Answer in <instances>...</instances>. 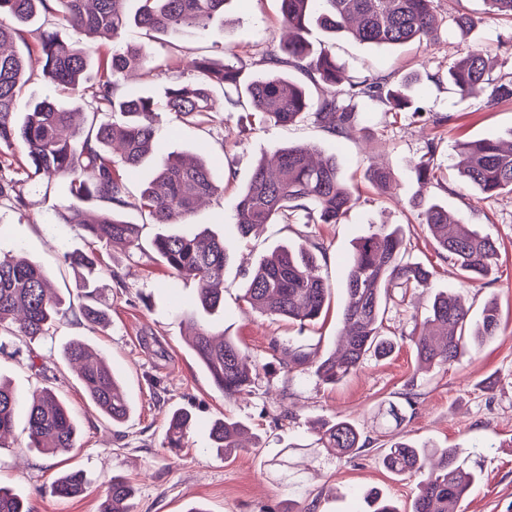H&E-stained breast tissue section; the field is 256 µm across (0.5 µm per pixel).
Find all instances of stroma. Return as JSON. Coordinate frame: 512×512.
<instances>
[{
    "label": "stroma",
    "mask_w": 512,
    "mask_h": 512,
    "mask_svg": "<svg viewBox=\"0 0 512 512\" xmlns=\"http://www.w3.org/2000/svg\"><path fill=\"white\" fill-rule=\"evenodd\" d=\"M443 24L431 43L376 47L345 34L311 28L315 49H328L349 75L396 79L418 77L416 111L394 114L382 104L360 101L356 130L350 137L327 132L314 115L280 126L254 112L232 107L234 88H225L223 111L198 123H184L162 113L164 132L151 163L129 177V205L124 217L141 227L140 245H114L102 252L100 298L109 307L107 326L89 328L73 312L82 302L80 275L64 264V251L92 248L83 225L58 219L69 200L66 182L55 180L29 188L25 205L0 197V254L41 266L64 314L50 334L30 341L0 335V379L22 398L41 389L53 391L70 408L77 429L76 445L62 457L26 447L24 421L0 447V486L25 498L32 512H98L113 475L134 488L133 512H366L365 494L381 490L397 507H407L415 480L389 472L382 464L392 438L420 445L455 449L478 479L458 512H512V193L489 198L459 175L460 143L512 135V99L486 104L484 98L460 99L448 84V66L475 47L491 50L496 63L512 68V18L491 16L483 0H435ZM475 17L476 26L460 33L451 18ZM286 30L279 0H231L223 23L185 39L133 28L122 45L163 65L164 74L134 72L122 90L162 101L167 78L191 81L190 58L206 56L234 62L248 73L267 72L266 57L278 52ZM448 122L435 126L434 118ZM436 140L428 154V140ZM312 145L335 155L345 182L358 201L337 224H323L303 210L289 222H275L240 238L236 206L261 158L282 145ZM205 155L220 193L207 206L175 224L153 223L137 205L140 192L154 177L157 163L171 155ZM432 160L439 179L427 186L416 180L415 168ZM393 171L390 192L379 191L367 178L371 166ZM440 203L461 223L491 236L499 246V269L486 279L465 281L453 264L435 251L426 225L411 201L416 196ZM208 226L231 247L224 276V306L211 316L216 330L234 337L258 366L250 393L232 399L218 392L188 346L184 319L192 310L194 282L177 280L156 261L152 240L160 234ZM393 224L403 231V260L435 269L431 288L392 298L385 332L396 341L385 359L367 358L362 367L336 385L320 384L312 369L286 364L282 348L295 343L306 350L332 351L342 331L341 310L347 260L370 225ZM325 252L318 273L331 289L326 315L298 327L252 309L243 299L247 279L257 264L280 245ZM458 296L469 310L467 332H474L486 304L501 313L498 335L483 345H470L459 364L419 368L407 340L414 321L424 318L435 292ZM104 355L123 383L132 406L127 420L114 424L89 400L75 369L64 356L73 340ZM416 395L405 422L387 434L379 427L381 403H403ZM188 409L194 425L181 449L166 447L167 414ZM230 416L248 425L255 447L230 454L210 446L212 422ZM355 420L366 440L350 459H338L316 444L318 423L338 417ZM287 450L291 474L280 481L270 461ZM83 470L84 492L60 498L54 481L66 470Z\"/></svg>",
    "instance_id": "stroma-1"
}]
</instances>
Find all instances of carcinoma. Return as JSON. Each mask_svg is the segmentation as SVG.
<instances>
[{
  "label": "carcinoma",
  "mask_w": 512,
  "mask_h": 512,
  "mask_svg": "<svg viewBox=\"0 0 512 512\" xmlns=\"http://www.w3.org/2000/svg\"><path fill=\"white\" fill-rule=\"evenodd\" d=\"M130 0H0V146L17 143L25 149V178L5 180L0 176V196L25 204L29 187L56 179L70 181L74 201L60 212L66 224H84L96 242L108 245L123 241L138 246L139 225L124 219L119 209L127 201V176L142 165L161 133L153 100L147 96L120 93V77L131 67L156 70L152 60L129 51H112L96 82L89 83L92 57L98 49L87 38L101 32L120 39L130 24L164 35H193L208 30L224 17L230 0H139L129 14ZM50 14L77 36L65 42L49 30H39V54L8 53L1 46L22 36L39 12ZM282 22L288 26V41L280 52L268 57V72L252 77L245 68L215 63L206 57L191 62L194 83L173 79L167 88V111L184 121L196 120L213 111L217 88L233 87L237 99L230 101L276 124L287 125L314 112L329 133L348 137L355 128L357 102L370 99L398 113L412 104L405 90L416 78L397 82L386 78L354 79L328 50L317 51L307 39L316 25L329 33L346 32L353 39L374 46H401L436 39L439 22L434 0H280ZM305 71L318 90L291 79L285 69ZM39 70L44 79L58 87L80 93L86 111L50 97L20 103L26 75ZM448 83L462 99L487 95V102L512 99V72L491 75V52L470 50L448 66ZM466 162L460 175L479 191L492 197L512 192V138L483 139L462 144ZM277 173H269L265 162L255 167L237 205L236 224L247 236L258 224L287 219L297 209H308L323 224H338L355 203L351 188L343 182L333 156H325L310 145L280 146L274 153ZM369 180L386 191L395 180L386 168L372 167ZM208 163L169 157L160 165L155 179L141 193L139 208L155 224H172L218 194ZM96 200L107 209L87 214L83 204ZM422 221L436 242L439 257L457 266L470 281L487 278L497 267L499 249L490 237L469 224L450 218L448 209L423 198L414 201ZM402 230L379 224L356 243L348 262L344 285L342 323L345 336L341 348L319 359L288 345L283 354L297 365L312 364L324 384L334 385L358 371L367 355L390 356L395 345L384 335V314L391 290L423 287L433 273L400 257ZM159 260L173 277L197 285L199 309L210 314L224 304V273L231 261V246L206 229L163 234L153 241ZM66 263L86 271L81 288L87 303L78 309L90 325L109 321L108 307L99 297L95 275L99 259L94 252L63 254ZM317 257L301 249L281 247L264 259L248 279L244 300L270 316L302 325L320 318L329 298V286L316 274ZM61 299L54 294L42 269L29 261L0 258V326L8 321L11 333L35 339L50 332ZM468 309L446 292L434 295L429 315L413 328L408 341L417 359L427 366H451L465 351L464 334ZM190 349L226 398L251 391L252 367L246 354L230 336L215 339L214 328L193 314ZM500 315L493 303L485 305L473 339L481 345L498 335ZM66 359L78 365L88 397L114 423L124 422L129 401L107 362L92 353L81 340L65 349ZM19 397L0 383V438L12 434ZM382 425H399L404 408L393 402L378 409ZM167 447L180 448L193 418L183 408L170 411ZM245 425L231 417L211 424L212 447L226 454L241 447ZM28 448L52 456L64 455L75 447L76 427L70 409L48 390L32 394L26 415ZM318 445L340 458H350L365 447L355 423L348 418L323 422L317 430ZM386 469L415 478L416 495L409 512H457L463 497L476 482V473L465 470L456 450L408 442L393 443L383 457ZM86 477L73 469L52 485L53 494L73 497L83 491ZM133 487L120 475L112 476L99 512H130ZM367 512H399L380 492L365 496ZM0 512H29L25 500L0 487Z\"/></svg>",
  "instance_id": "obj_1"
}]
</instances>
